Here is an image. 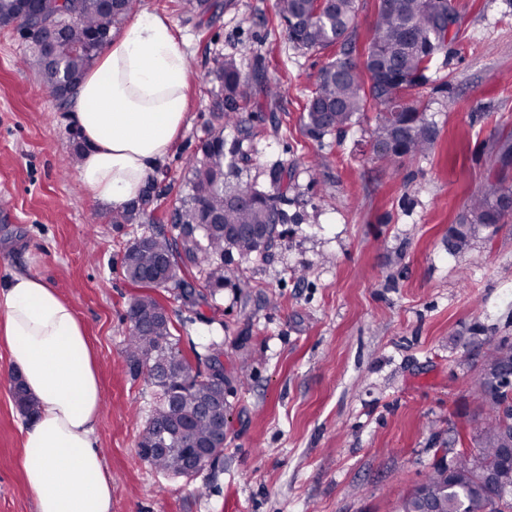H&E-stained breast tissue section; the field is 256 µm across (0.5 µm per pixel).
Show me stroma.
<instances>
[{
	"label": "stroma",
	"instance_id": "35a3bbf8",
	"mask_svg": "<svg viewBox=\"0 0 512 512\" xmlns=\"http://www.w3.org/2000/svg\"><path fill=\"white\" fill-rule=\"evenodd\" d=\"M277 0H141L166 15L191 61L188 123L138 197L140 218L78 179L85 144L70 104L24 65L30 42L0 26V286L43 277L74 306L103 393L96 439L112 479V512H389L432 461L452 457L479 425L472 387L480 345L512 340V223L448 243L512 135V0H455L448 44L414 92L436 129L432 150L396 166L373 151V117L316 139L303 108L335 48L290 54ZM253 106L252 160L238 181L270 190L287 168L289 213L269 255L225 264L223 290L185 303L157 291L181 349L218 343L230 382L224 459L164 478L138 455L156 397L123 353L140 290L120 259L184 192L222 84L214 60L243 48ZM0 343V512H35L20 463L27 423Z\"/></svg>",
	"mask_w": 512,
	"mask_h": 512
}]
</instances>
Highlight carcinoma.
<instances>
[{"mask_svg": "<svg viewBox=\"0 0 512 512\" xmlns=\"http://www.w3.org/2000/svg\"><path fill=\"white\" fill-rule=\"evenodd\" d=\"M140 0H123L120 12L102 11L98 0H35L28 12L19 9L17 0H0V23L34 24L52 20L65 24L69 41L82 43L91 32L111 34L138 11ZM278 14L285 23L288 43L295 50L321 51L340 46V55L330 58L321 69L311 91L303 122L315 137L343 135L364 112H377L373 141L397 140V146L376 156L389 164L404 157H415L431 150L434 133L426 118H417L416 102L405 95L423 85L437 54L445 47L449 27L457 21L452 0H379L376 25L367 47L362 80L357 64L350 57L355 42L353 22L358 0H277ZM93 61L72 55L64 66L72 85L80 84ZM214 72L222 80L224 98L215 102L206 138L199 152L186 160V192L178 199L172 218L178 238L162 231L142 234L125 250L121 264L125 276L145 289L136 296L127 311L129 327L124 338L125 355L133 376L146 364L171 358L192 377V382L154 383L157 397L142 426L138 447L160 448L144 461L164 476L179 475L181 457L172 448H189L198 441L209 442L214 423L209 417L187 419L195 409L199 395L212 381L210 370L216 362L212 354L202 355L192 349L197 366L182 354L180 337L166 310L152 291L165 287L179 291L186 299L193 285L181 275V266L189 265L204 281L210 295L224 288V257L234 253L249 259L260 253L248 236L231 230L244 224H286L288 213L282 208L288 193V170L280 168L272 177L273 189L261 191L262 206L237 205L226 199L225 191L216 189V177L224 167L240 168L248 156L239 152L238 143L230 148L231 160L224 164V129L233 128L247 137L243 129L244 112L253 106L248 83L241 65L234 59H217ZM512 188L498 181L488 184L473 197L465 217L468 229L500 224L512 217ZM210 210L223 212L224 224H200L201 215ZM166 259L169 276L160 285L145 276L161 259ZM163 314L161 324L149 332L141 331L140 317L148 312ZM512 363V341H489L483 364ZM475 398L481 414V428L476 435L478 450L459 449L446 462L434 461L424 479L405 496L397 499L391 512H417L420 496L429 498L438 512H512V462L501 452L499 439L512 425V388L498 385L497 378L483 372L477 379ZM175 417L185 420L183 429L165 439L156 429L159 421Z\"/></svg>", "mask_w": 512, "mask_h": 512, "instance_id": "cac0c4a2", "label": "carcinoma"}]
</instances>
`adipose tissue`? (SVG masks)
<instances>
[{"mask_svg":"<svg viewBox=\"0 0 512 512\" xmlns=\"http://www.w3.org/2000/svg\"><path fill=\"white\" fill-rule=\"evenodd\" d=\"M189 58L170 20L145 12L111 40L78 85L73 120L88 149L78 178L119 208L136 199L187 122ZM0 341L37 412L21 464L36 512H112V481L94 438L103 394L73 305L41 276L0 288Z\"/></svg>","mask_w":512,"mask_h":512,"instance_id":"obj_1","label":"adipose tissue"}]
</instances>
